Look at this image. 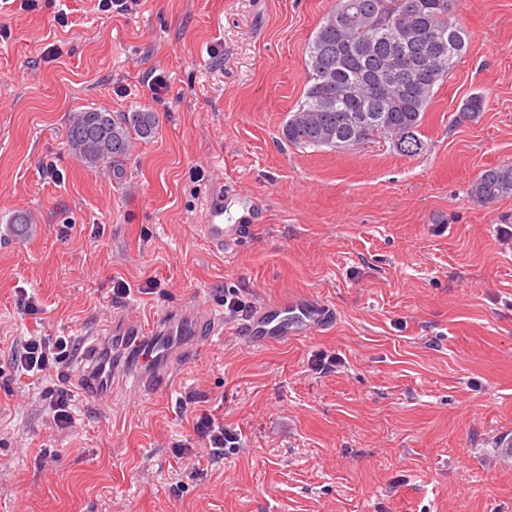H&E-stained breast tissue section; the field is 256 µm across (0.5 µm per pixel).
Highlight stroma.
I'll return each mask as SVG.
<instances>
[{
	"label": "stroma",
	"mask_w": 512,
	"mask_h": 512,
	"mask_svg": "<svg viewBox=\"0 0 512 512\" xmlns=\"http://www.w3.org/2000/svg\"><path fill=\"white\" fill-rule=\"evenodd\" d=\"M335 4L0 0V512H512V466L494 462L512 430V196H470L512 165V0H453L470 42L416 156L284 140ZM475 93L482 112L458 121ZM90 107L159 117L120 175L65 146ZM228 190L267 221L217 250L200 226ZM20 212L23 240L7 232ZM228 288L248 308L319 297L338 321L302 341L214 340L133 408L75 394L62 431L45 405L60 378L15 373L30 337L81 347L117 307L221 313ZM203 407L238 445L192 478L175 450Z\"/></svg>",
	"instance_id": "obj_1"
}]
</instances>
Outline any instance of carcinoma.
<instances>
[{
	"mask_svg": "<svg viewBox=\"0 0 512 512\" xmlns=\"http://www.w3.org/2000/svg\"><path fill=\"white\" fill-rule=\"evenodd\" d=\"M408 0H336L308 43L309 87L305 100L289 113L283 136L301 147L338 148L336 139L352 135L348 125L355 109L349 96L354 85H372L381 78L380 65L393 57L406 83L400 109L386 102L375 107L379 121L399 130L404 141L396 150L405 156L421 153L426 144L418 136L424 113L435 87L448 78L467 51L469 34L452 21L450 0H416L418 7L410 22L447 37L443 45L418 43L402 48L387 35L389 15L402 10ZM484 96L468 98L459 116L469 118L482 111ZM158 130L156 113L148 110L112 112L96 108L73 113L65 139L70 154L89 168L120 169L135 141L153 137ZM512 195V165L484 170L471 187V196L488 204ZM32 218L20 212L13 216L9 232L26 238Z\"/></svg>",
	"mask_w": 512,
	"mask_h": 512,
	"instance_id": "carcinoma-1",
	"label": "carcinoma"
}]
</instances>
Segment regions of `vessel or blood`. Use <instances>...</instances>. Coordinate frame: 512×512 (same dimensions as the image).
Returning <instances> with one entry per match:
<instances>
[{
    "mask_svg": "<svg viewBox=\"0 0 512 512\" xmlns=\"http://www.w3.org/2000/svg\"><path fill=\"white\" fill-rule=\"evenodd\" d=\"M237 210L234 223L224 221L225 207ZM263 212L239 193L209 209L201 226L213 246L238 242L252 225L262 223ZM336 311L323 300L297 298L283 302L263 301L245 318L215 315L201 302H188L150 317L115 315L105 333L87 337L75 360L73 385L84 394H107L113 382L125 385L127 397L172 386L185 362L204 342L235 334L256 344L301 340L329 328Z\"/></svg>",
    "mask_w": 512,
    "mask_h": 512,
    "instance_id": "obj_1",
    "label": "vessel or blood"
}]
</instances>
